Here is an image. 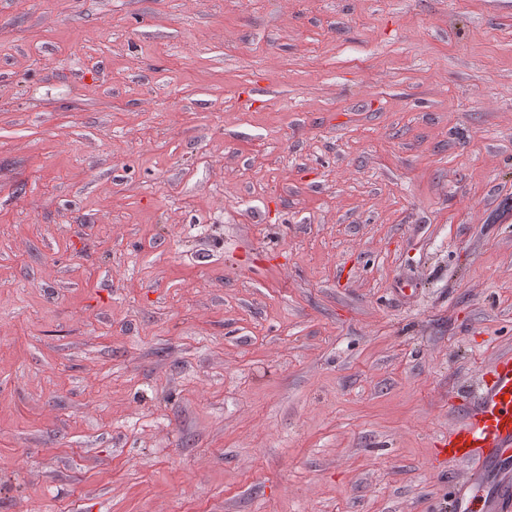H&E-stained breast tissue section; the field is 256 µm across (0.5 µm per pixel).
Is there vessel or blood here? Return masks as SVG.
Masks as SVG:
<instances>
[{"label": "vessel or blood", "mask_w": 512, "mask_h": 512, "mask_svg": "<svg viewBox=\"0 0 512 512\" xmlns=\"http://www.w3.org/2000/svg\"><path fill=\"white\" fill-rule=\"evenodd\" d=\"M490 373L437 450L470 470L467 480L453 484L456 512H512V357L497 359ZM488 477L494 491L485 495L479 486Z\"/></svg>", "instance_id": "vessel-or-blood-1"}]
</instances>
